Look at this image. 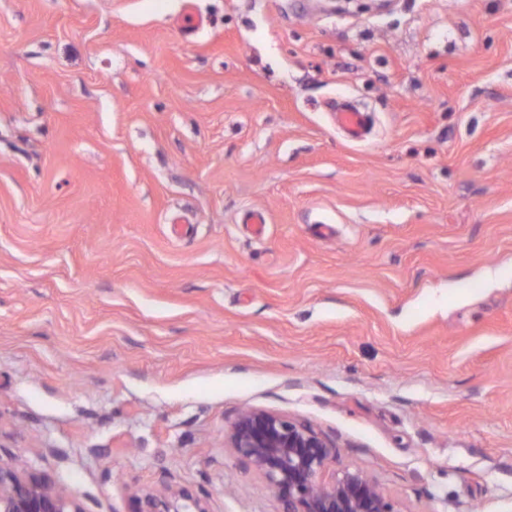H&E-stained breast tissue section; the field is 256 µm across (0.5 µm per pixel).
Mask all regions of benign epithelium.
Here are the masks:
<instances>
[{
    "label": "benign epithelium",
    "instance_id": "1",
    "mask_svg": "<svg viewBox=\"0 0 512 512\" xmlns=\"http://www.w3.org/2000/svg\"><path fill=\"white\" fill-rule=\"evenodd\" d=\"M231 448L259 473L284 512H397L377 483L360 470L336 472V446L308 423L248 408L229 430ZM132 512H209L206 498L174 478L163 488L135 489ZM0 512H86L46 475L0 460Z\"/></svg>",
    "mask_w": 512,
    "mask_h": 512
}]
</instances>
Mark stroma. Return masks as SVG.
<instances>
[{
	"label": "stroma",
	"instance_id": "1",
	"mask_svg": "<svg viewBox=\"0 0 512 512\" xmlns=\"http://www.w3.org/2000/svg\"><path fill=\"white\" fill-rule=\"evenodd\" d=\"M185 5L0 0V458L283 512L254 407L397 512H512V0ZM364 116L350 107H343L336 112V123L347 131L354 139H359L364 126Z\"/></svg>",
	"mask_w": 512,
	"mask_h": 512
}]
</instances>
